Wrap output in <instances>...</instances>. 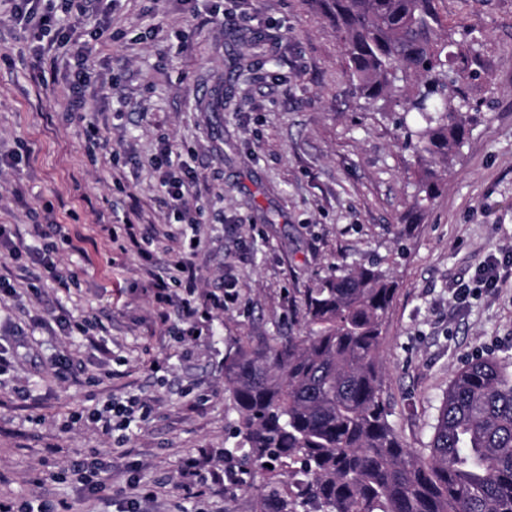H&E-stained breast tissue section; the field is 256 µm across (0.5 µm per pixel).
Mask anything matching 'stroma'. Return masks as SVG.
Masks as SVG:
<instances>
[{
    "label": "stroma",
    "mask_w": 512,
    "mask_h": 512,
    "mask_svg": "<svg viewBox=\"0 0 512 512\" xmlns=\"http://www.w3.org/2000/svg\"><path fill=\"white\" fill-rule=\"evenodd\" d=\"M79 27L108 19L115 40L89 43L83 82L76 63L35 41L0 2V225L14 224L20 259L0 250V275L67 234L79 251L57 253L69 286L42 267L39 293L20 290L0 308V498L65 499L77 512H117L126 468L156 499L143 512H257L269 476L184 492L179 466L201 473L233 447L235 404L224 357L303 332L300 300L335 264L381 260L396 290L378 358L389 423L404 447L423 451L453 372L478 356L512 362V270L498 287L463 301L488 255L512 257V0H438L449 36L469 45L455 65L468 79L467 133L431 207L412 210V152L389 116L360 97L339 34L319 0H82ZM224 109L206 111L216 86ZM96 127L98 140L86 137ZM194 171L189 209L159 205L145 159L160 142ZM174 234L150 247L166 269L190 238L200 288L234 280L235 305L173 340L154 318L141 258L123 253L101 224L131 219ZM96 319L109 354L79 333L46 329L60 309ZM74 357L67 379L59 353ZM138 398L147 422L104 435L91 414L107 400ZM97 449L112 463V504L81 498L59 480L68 461Z\"/></svg>",
    "instance_id": "stroma-1"
}]
</instances>
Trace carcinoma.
I'll return each mask as SVG.
<instances>
[{
	"instance_id": "1",
	"label": "carcinoma",
	"mask_w": 512,
	"mask_h": 512,
	"mask_svg": "<svg viewBox=\"0 0 512 512\" xmlns=\"http://www.w3.org/2000/svg\"><path fill=\"white\" fill-rule=\"evenodd\" d=\"M341 33L360 95L397 116L424 168L414 208L427 210L466 134L465 77L450 75L436 0H321ZM395 291L379 265L334 267L304 300L306 332L263 347L237 342L224 384L237 449L270 481L257 512H512V372L476 357L452 377L423 456L387 421L377 346Z\"/></svg>"
}]
</instances>
